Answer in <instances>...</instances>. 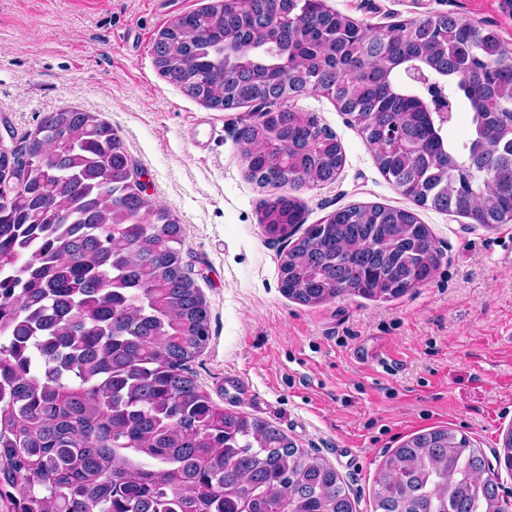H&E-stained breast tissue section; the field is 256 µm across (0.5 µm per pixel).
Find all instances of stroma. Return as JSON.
Returning a JSON list of instances; mask_svg holds the SVG:
<instances>
[{
	"instance_id": "35a3bbf8",
	"label": "stroma",
	"mask_w": 512,
	"mask_h": 512,
	"mask_svg": "<svg viewBox=\"0 0 512 512\" xmlns=\"http://www.w3.org/2000/svg\"><path fill=\"white\" fill-rule=\"evenodd\" d=\"M220 0H0V117L16 137L49 112L100 115L145 195L184 228L182 262L206 301L210 340L191 362L220 407L259 418L320 452L371 512L387 450L435 428L492 454L512 430V222L487 228L417 205L385 176L350 116L318 93L286 100L340 141L336 181L302 188L307 223L354 204L412 211L438 249L432 279L390 299L304 305L280 289L281 243L259 222L266 194L246 176L236 132L253 105L216 110L155 64L159 34ZM375 29L441 14L497 32L512 52L506 0H324ZM236 374L245 388L227 389Z\"/></svg>"
}]
</instances>
